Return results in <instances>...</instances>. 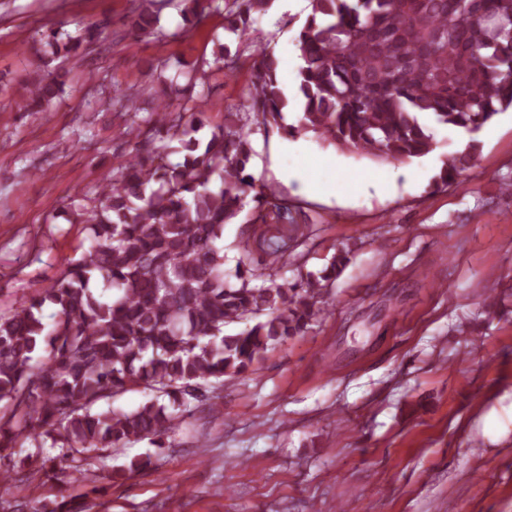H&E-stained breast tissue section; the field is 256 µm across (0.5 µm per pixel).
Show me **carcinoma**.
<instances>
[{
  "mask_svg": "<svg viewBox=\"0 0 512 512\" xmlns=\"http://www.w3.org/2000/svg\"><path fill=\"white\" fill-rule=\"evenodd\" d=\"M168 0H140L130 17L144 35ZM273 0H209L224 14V30L240 39ZM184 25L207 14L199 0H180ZM96 26L75 35L53 31L45 54L35 53L28 112H47L63 92L65 72L46 57L80 55ZM300 66L292 87L279 61L264 48L246 88L256 123L289 137L313 133L343 153L375 161H411L436 147L425 120L472 136L448 158L446 184L476 158L473 138L512 110V0H310L297 31ZM155 111L132 121L125 163L112 168L100 193L71 208L89 244L69 260L50 287L0 310V448L61 449L59 466L40 452L0 467L3 484L13 467L33 478L77 480L100 454L149 440L159 448L209 399L208 387L249 370L268 349L304 331L322 309L324 284L346 256H334L314 279L288 283V265L275 249L257 259L244 240L227 279L222 240L254 188L247 172L249 131L237 112L203 142L199 107L158 94ZM104 102L136 110L132 95L113 89ZM297 114L284 123V113ZM180 153L183 160L169 161ZM253 202L288 209L274 193ZM51 309L52 322L44 320ZM246 324L235 335L230 324ZM153 399L133 410L114 406L129 391Z\"/></svg>",
  "mask_w": 512,
  "mask_h": 512,
  "instance_id": "carcinoma-1",
  "label": "carcinoma"
}]
</instances>
